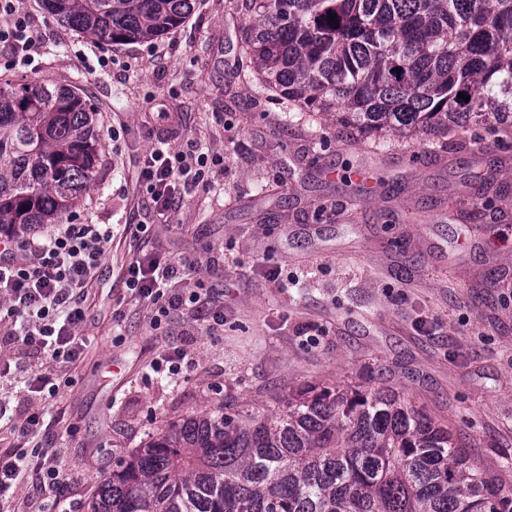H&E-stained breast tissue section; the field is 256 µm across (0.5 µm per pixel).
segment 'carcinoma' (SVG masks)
Instances as JSON below:
<instances>
[{"mask_svg": "<svg viewBox=\"0 0 512 512\" xmlns=\"http://www.w3.org/2000/svg\"><path fill=\"white\" fill-rule=\"evenodd\" d=\"M106 44L157 39L192 0H39ZM240 50L288 111L368 135L512 129V0H243ZM336 15L330 20L329 14ZM463 97H458V93ZM96 112L75 87H0V232L71 211ZM88 512H512L447 425L380 387H309L269 413L188 415L115 459Z\"/></svg>", "mask_w": 512, "mask_h": 512, "instance_id": "obj_1", "label": "carcinoma"}]
</instances>
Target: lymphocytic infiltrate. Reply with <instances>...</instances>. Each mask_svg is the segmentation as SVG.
<instances>
[{"label":"lymphocytic infiltrate","mask_w":512,"mask_h":512,"mask_svg":"<svg viewBox=\"0 0 512 512\" xmlns=\"http://www.w3.org/2000/svg\"><path fill=\"white\" fill-rule=\"evenodd\" d=\"M21 0H0V50L8 66L26 62L35 44V20ZM220 160L208 156L195 140L179 149H154L144 160L140 183L158 216H165L181 195L207 186L208 173ZM108 224H53L28 234L0 239V357L22 347L49 353L61 364L57 377L24 373L30 391L56 397L72 384L67 369L81 358L86 341L78 329L86 318L85 288L112 249ZM191 262L136 258L123 268L132 299L153 306L159 316L189 307L207 311L214 324L224 310L207 306L200 293L175 292L174 285L192 271ZM44 411H29L19 430L22 445L0 453V512H7L12 488L25 480L40 486L46 498L38 512H72L64 494L65 479L55 449L43 440Z\"/></svg>","instance_id":"obj_1"}]
</instances>
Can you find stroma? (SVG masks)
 <instances>
[{
    "label": "stroma",
    "mask_w": 512,
    "mask_h": 512,
    "mask_svg": "<svg viewBox=\"0 0 512 512\" xmlns=\"http://www.w3.org/2000/svg\"><path fill=\"white\" fill-rule=\"evenodd\" d=\"M39 44L21 76L78 88L96 112L93 182L63 223L108 224L112 251L90 288L88 347L73 384L41 399L0 379L9 421L44 406L74 512L115 457L164 424L231 404L266 410L289 391L373 377L448 424L474 464L512 485V132L474 126L432 141L338 129L332 115L287 113L239 52L241 0H196L162 37L107 45L39 7ZM179 113L177 128L158 123ZM222 158L213 188L155 217L138 181L160 144ZM142 224L139 235L127 225ZM186 258L184 292L206 285L224 322L177 310L154 326L131 301L135 256ZM182 346L178 375L154 370Z\"/></svg>",
    "instance_id": "stroma-1"
}]
</instances>
